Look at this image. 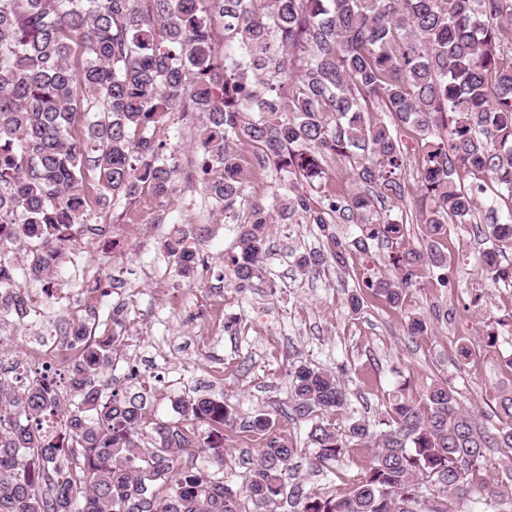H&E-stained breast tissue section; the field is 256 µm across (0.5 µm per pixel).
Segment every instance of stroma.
<instances>
[{
    "mask_svg": "<svg viewBox=\"0 0 512 512\" xmlns=\"http://www.w3.org/2000/svg\"><path fill=\"white\" fill-rule=\"evenodd\" d=\"M200 124L199 112L178 104L162 132L177 165L171 197L145 195L140 204L126 208L91 207L90 220L100 226L154 225L156 242L127 239L116 246L108 237L80 239L82 255L108 290L95 303L100 325H110L116 316L136 319L127 331L128 356L141 373L159 379V396L152 406L156 416L171 419L170 396L189 389L224 397L247 421L267 414L278 420L282 431L305 442L307 424L290 417L289 373L307 364L336 372L346 385L353 411L368 420H379L394 399L421 394L432 382L441 381L471 412L477 428L496 433L503 421L499 398L512 392V329L493 327L492 321L512 315V284L481 277L480 246L472 235L452 224L441 242L452 287L422 278L403 307L396 309L371 297L354 314L347 299L357 283L388 273L397 244L370 242L367 251L352 252L345 274L329 267L308 277L283 256L290 243L302 249L318 246L316 229L308 224L294 225L289 233L277 230L269 239L273 253L269 277L248 288L238 287L224 263L234 251V227L225 223L205 184L195 178ZM398 134L408 157L399 204L402 245L414 247L425 234L417 173L422 144L410 129L399 128ZM236 151L249 170L247 200H269L277 188L272 169L257 165L251 144L237 143ZM184 225L207 229L206 237L194 236L187 243L207 256L208 274H179L173 258L157 246ZM218 303L224 306V332L212 338L211 356L204 361L191 353L189 341L201 316ZM415 315L430 324L427 335L408 334L407 324ZM64 320V314L48 302L41 317L27 318L24 329L4 326L0 333L10 345L0 357L8 363L20 359L28 344L51 336ZM490 329L497 332L492 341L486 336ZM464 343L472 349L465 361L458 356ZM212 367L223 368L222 381L212 382L208 374ZM218 451L230 462L225 477L238 485L259 457L261 445L255 433L241 430L221 443ZM369 457L368 449L356 447L314 471L307 456H298L292 461L289 483L328 495L340 492L351 486Z\"/></svg>",
    "mask_w": 512,
    "mask_h": 512,
    "instance_id": "1",
    "label": "stroma"
}]
</instances>
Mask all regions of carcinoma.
I'll return each instance as SVG.
<instances>
[{"instance_id": "carcinoma-1", "label": "carcinoma", "mask_w": 512, "mask_h": 512, "mask_svg": "<svg viewBox=\"0 0 512 512\" xmlns=\"http://www.w3.org/2000/svg\"><path fill=\"white\" fill-rule=\"evenodd\" d=\"M186 94L203 114L198 167L221 168L210 193L237 225L230 271L239 287L266 275L274 224L317 228L322 246L296 258L304 275L328 264L343 272L352 250L404 237L393 208L406 156L390 126L370 119L369 102L424 141L426 234L424 245L394 253L390 273L364 281L366 293L396 307L426 272L448 287L439 241L450 224L485 244L482 275L512 283V266L499 261L512 250V210L500 217L488 206L476 217L488 188L512 199V0H0V225H11L0 255L22 248L51 283L41 255L87 231L89 174L101 206L167 196L176 167L160 132ZM78 114L87 117L79 136ZM238 142L279 181L243 216ZM337 158L362 191L305 190ZM461 169L482 179L461 186ZM364 294L350 297L352 313ZM125 351L119 333L106 348L85 345L79 376L63 387L46 373L20 388L0 378V512H266L287 495L302 448L275 420L249 424L262 452L232 486L224 464L207 460L204 437L236 431L235 408L184 391L171 398L174 419H158L147 409L154 384L108 376ZM291 396L295 415L311 422V468L351 443L374 447L350 490L303 491L298 512H463L504 496L483 470L485 449L512 448V394L499 401L506 422L493 438L443 382L392 403L379 432L352 415L336 429L333 416L350 402L329 369L297 368Z\"/></svg>"}]
</instances>
